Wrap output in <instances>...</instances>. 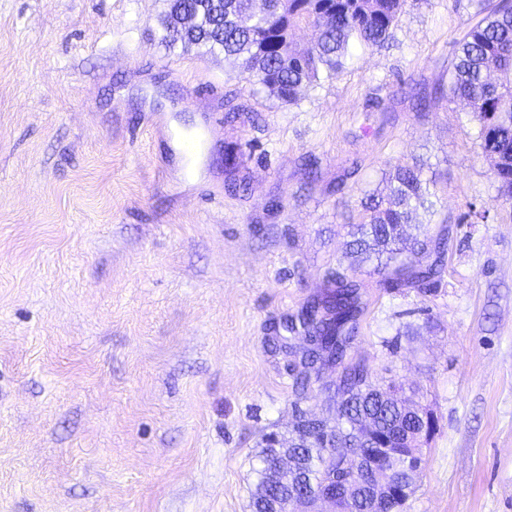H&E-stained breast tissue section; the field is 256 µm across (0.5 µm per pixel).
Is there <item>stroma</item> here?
<instances>
[{"instance_id": "35a3bbf8", "label": "stroma", "mask_w": 512, "mask_h": 512, "mask_svg": "<svg viewBox=\"0 0 512 512\" xmlns=\"http://www.w3.org/2000/svg\"><path fill=\"white\" fill-rule=\"evenodd\" d=\"M476 5L407 0L388 44L281 105L165 47L166 0H0V512H251L266 434L329 417L341 375L296 400L304 337L274 352L271 327L351 269L346 223L416 159L438 203L410 232L449 231L446 265L392 291L355 270L352 357L435 421L403 512H512V205L437 91Z\"/></svg>"}]
</instances>
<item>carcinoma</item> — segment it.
<instances>
[{"label":"carcinoma","mask_w":512,"mask_h":512,"mask_svg":"<svg viewBox=\"0 0 512 512\" xmlns=\"http://www.w3.org/2000/svg\"><path fill=\"white\" fill-rule=\"evenodd\" d=\"M160 18L161 41L221 51L238 64L250 82L260 85L282 104L297 103L299 93L336 78L356 49L384 46L392 37L406 0H166ZM311 27L317 39L302 46L293 31ZM440 93L463 103L478 124L476 140L498 182L499 198L512 202V0H481L454 41L448 85ZM426 164H399L382 179L383 189L361 200L362 221L350 225L351 252L363 256L383 277L386 288L422 286L437 272L441 239L411 236L407 228L413 214L423 209L436 213L437 178L425 176ZM302 327L315 338L323 355L303 351L305 370L294 378L297 399L308 398L311 372L321 367L344 366L333 397L335 415L317 423L294 424L292 439L306 446L298 474L279 489L282 501L307 485L332 486L353 482V464L342 454L356 447V430L370 418L379 426L377 444L400 441L413 445L421 420L384 398V390L371 381L369 369L348 362L358 320L363 312L360 284L336 274L331 288L311 297L303 307ZM265 435L259 456L257 488L272 482L277 458L273 439Z\"/></svg>","instance_id":"1"}]
</instances>
